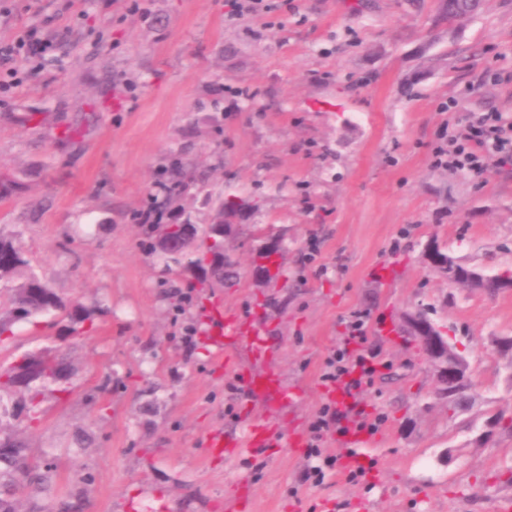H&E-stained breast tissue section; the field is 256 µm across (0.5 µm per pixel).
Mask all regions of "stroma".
Listing matches in <instances>:
<instances>
[{"label":"stroma","mask_w":512,"mask_h":512,"mask_svg":"<svg viewBox=\"0 0 512 512\" xmlns=\"http://www.w3.org/2000/svg\"><path fill=\"white\" fill-rule=\"evenodd\" d=\"M34 28L40 58L16 57L0 90V236L67 310L16 325L0 368L49 352L31 461L51 482L20 512L72 497L82 512H496L512 501V292L448 284L429 247L493 276L512 270V163L481 177L432 152L484 112L512 124V0L454 23L439 0H0V42ZM191 184L166 191L175 170ZM254 201L228 225L236 279L168 265L140 215L211 224L218 199ZM208 287H200V280ZM221 305L266 349L228 341L217 359L204 316ZM91 311L70 332L68 309ZM428 311L465 359L472 401L451 409L403 330ZM385 367L357 397L379 420L371 447L326 435L320 484L309 433L331 389L323 362L353 312ZM191 345H184L185 335ZM278 373L290 392L245 397L237 369ZM274 434L267 454H208L211 433ZM365 476L349 480L354 462Z\"/></svg>","instance_id":"35a3bbf8"}]
</instances>
